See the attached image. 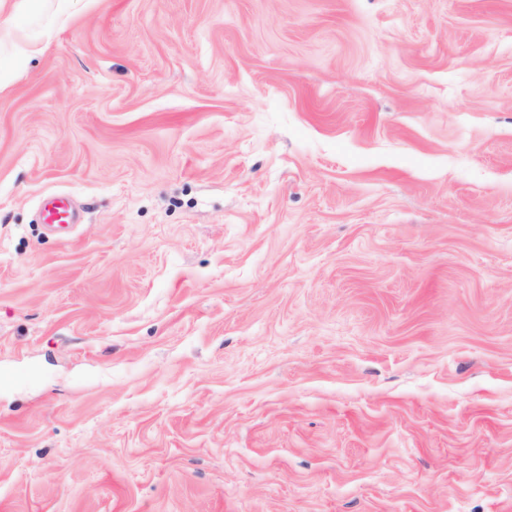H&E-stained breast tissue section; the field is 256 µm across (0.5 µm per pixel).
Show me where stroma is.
Segmentation results:
<instances>
[{
	"label": "stroma",
	"mask_w": 512,
	"mask_h": 512,
	"mask_svg": "<svg viewBox=\"0 0 512 512\" xmlns=\"http://www.w3.org/2000/svg\"><path fill=\"white\" fill-rule=\"evenodd\" d=\"M20 2L0 512H512V0ZM42 210L48 216L49 224H58L64 227L72 223L69 206L61 197L49 195L42 200Z\"/></svg>",
	"instance_id": "35a3bbf8"
}]
</instances>
